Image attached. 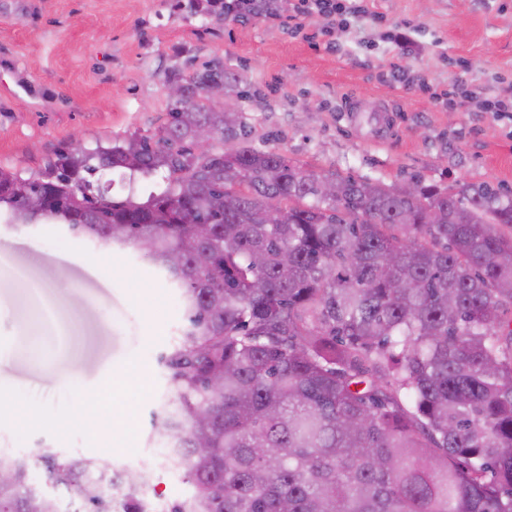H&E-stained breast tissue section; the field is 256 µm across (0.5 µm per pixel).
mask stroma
<instances>
[{
	"mask_svg": "<svg viewBox=\"0 0 512 512\" xmlns=\"http://www.w3.org/2000/svg\"><path fill=\"white\" fill-rule=\"evenodd\" d=\"M367 5L328 37L315 13L295 34L195 0H0V168L39 176L76 134L87 152L158 140L168 85L214 61L232 76L214 108L237 115L241 145L388 186L512 196V120L486 109L512 91V0ZM402 24L414 44L397 83L385 73L400 51L384 33ZM452 84L466 96L433 105ZM184 327L175 290L135 248L1 222L0 453L102 458L151 472L164 503L185 497L190 484L151 440L154 412L176 400L162 358ZM94 413L113 431L91 433Z\"/></svg>",
	"mask_w": 512,
	"mask_h": 512,
	"instance_id": "stroma-1",
	"label": "stroma"
}]
</instances>
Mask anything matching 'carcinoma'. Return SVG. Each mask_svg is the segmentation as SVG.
<instances>
[{"label":"carcinoma","instance_id":"carcinoma-1","mask_svg":"<svg viewBox=\"0 0 512 512\" xmlns=\"http://www.w3.org/2000/svg\"><path fill=\"white\" fill-rule=\"evenodd\" d=\"M229 81L195 71L154 143L61 152L36 178L0 169L7 223L133 244L180 292L177 404L156 439L193 490L161 512H512V198L408 196L244 146L197 155L200 125L240 137L205 93ZM99 168L167 176L137 201L93 188ZM1 470L0 512H154L146 475L103 460L42 450Z\"/></svg>","mask_w":512,"mask_h":512}]
</instances>
